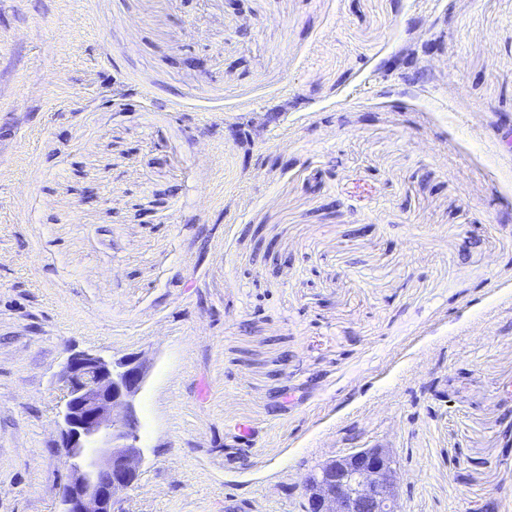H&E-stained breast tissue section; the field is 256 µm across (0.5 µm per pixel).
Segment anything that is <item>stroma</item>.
<instances>
[{
    "label": "stroma",
    "mask_w": 512,
    "mask_h": 512,
    "mask_svg": "<svg viewBox=\"0 0 512 512\" xmlns=\"http://www.w3.org/2000/svg\"><path fill=\"white\" fill-rule=\"evenodd\" d=\"M510 129L512 0H0V512H59L81 351L148 362L123 512L375 446L512 512Z\"/></svg>",
    "instance_id": "stroma-1"
}]
</instances>
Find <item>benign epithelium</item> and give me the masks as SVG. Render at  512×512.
I'll return each mask as SVG.
<instances>
[{
    "mask_svg": "<svg viewBox=\"0 0 512 512\" xmlns=\"http://www.w3.org/2000/svg\"><path fill=\"white\" fill-rule=\"evenodd\" d=\"M58 436L71 480L60 512H121L117 495L138 477L141 423L133 399L145 381L136 356L78 352L67 359ZM404 476L390 451L354 448L304 479V512H400Z\"/></svg>",
    "mask_w": 512,
    "mask_h": 512,
    "instance_id": "benign-epithelium-1",
    "label": "benign epithelium"
}]
</instances>
